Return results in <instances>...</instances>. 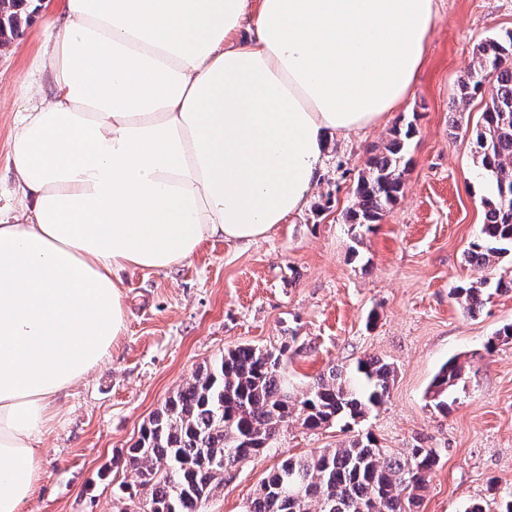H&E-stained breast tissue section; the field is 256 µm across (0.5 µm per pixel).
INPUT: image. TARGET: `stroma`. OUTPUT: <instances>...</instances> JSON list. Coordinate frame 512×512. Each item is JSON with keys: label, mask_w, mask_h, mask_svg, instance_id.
<instances>
[{"label": "stroma", "mask_w": 512, "mask_h": 512, "mask_svg": "<svg viewBox=\"0 0 512 512\" xmlns=\"http://www.w3.org/2000/svg\"><path fill=\"white\" fill-rule=\"evenodd\" d=\"M48 0L0 56V198L14 183L7 153L18 87L39 61ZM512 31V0H437L424 61L405 103L383 124L331 136L317 186L303 210L250 242L203 241L169 270L122 269L126 322L110 354L61 399L43 441L41 479L22 512H113L140 499L133 471L119 466L140 430L200 366L241 345L296 342L284 363L295 391L332 367L375 356L395 369L383 405L349 424L314 431L292 423L272 448L232 468L202 512H245L267 472L284 459L373 433L402 453L435 448L419 512H500L512 492V342L488 348L512 323V290L487 284L468 313L454 287L477 279L464 258L491 194L472 152L485 101L463 114L452 104L480 41ZM413 124L404 192L371 231L351 235L346 212L359 176L394 126ZM464 366L448 411L427 388L449 358Z\"/></svg>", "instance_id": "35a3bbf8"}]
</instances>
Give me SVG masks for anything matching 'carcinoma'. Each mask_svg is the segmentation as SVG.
Masks as SVG:
<instances>
[{
    "label": "carcinoma",
    "instance_id": "cac0c4a2",
    "mask_svg": "<svg viewBox=\"0 0 512 512\" xmlns=\"http://www.w3.org/2000/svg\"><path fill=\"white\" fill-rule=\"evenodd\" d=\"M23 2L0 0V44L19 30ZM474 59L458 82L454 107L487 96L474 133V156L493 194L484 199L481 234L465 251L481 277L453 289L468 312L483 305L482 288L495 259L512 252V32L477 44ZM413 133L411 124L395 127L388 143L369 159L348 213L352 232L370 230L398 201L406 143ZM295 341L290 336L278 348L243 345L222 353L149 418L124 458L146 491L135 512H201L203 502L224 484L228 467L271 448L288 423L313 431L339 418L356 420L388 397L394 369L377 357L360 358L348 370L333 368L295 394L282 370ZM462 375L456 357L441 366L429 388L435 408L448 411L449 395ZM439 461L435 448L396 454L367 434L281 462L259 486L247 512H415ZM288 477L302 485V496L294 501L278 490Z\"/></svg>",
    "mask_w": 512,
    "mask_h": 512
}]
</instances>
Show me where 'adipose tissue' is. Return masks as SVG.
I'll list each match as a JSON object with an SVG mask.
<instances>
[{
  "mask_svg": "<svg viewBox=\"0 0 512 512\" xmlns=\"http://www.w3.org/2000/svg\"><path fill=\"white\" fill-rule=\"evenodd\" d=\"M60 14L20 86L16 201L0 207V512L32 497L59 396L124 330L116 271L171 269L301 211L328 137L406 100L436 0H63Z\"/></svg>",
  "mask_w": 512,
  "mask_h": 512,
  "instance_id": "adipose-tissue-1",
  "label": "adipose tissue"
}]
</instances>
